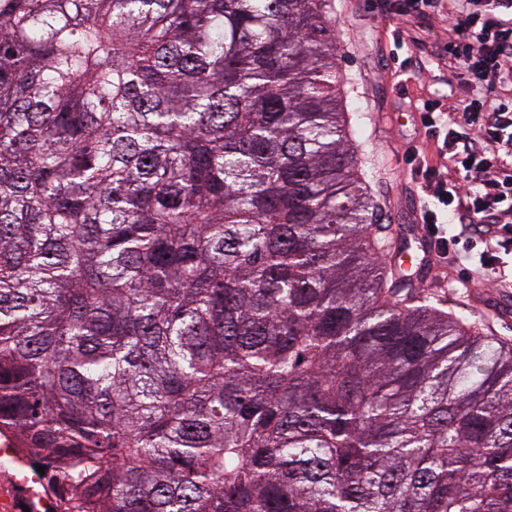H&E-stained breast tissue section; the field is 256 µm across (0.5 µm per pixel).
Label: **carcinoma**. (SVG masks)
Listing matches in <instances>:
<instances>
[{
    "label": "carcinoma",
    "mask_w": 512,
    "mask_h": 512,
    "mask_svg": "<svg viewBox=\"0 0 512 512\" xmlns=\"http://www.w3.org/2000/svg\"><path fill=\"white\" fill-rule=\"evenodd\" d=\"M328 0H0V429L82 512H512V346L387 260Z\"/></svg>",
    "instance_id": "obj_1"
}]
</instances>
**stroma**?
<instances>
[{"label":"stroma","instance_id":"1","mask_svg":"<svg viewBox=\"0 0 512 512\" xmlns=\"http://www.w3.org/2000/svg\"><path fill=\"white\" fill-rule=\"evenodd\" d=\"M331 25L336 32V63L343 76L341 92L362 146V170L374 197L380 223L398 227L409 259L405 272L417 289L439 310L461 315H488L495 335L512 340V312L488 314L498 291L484 278L463 280L462 267L452 260L427 266L414 246L419 230L417 201L404 161L413 145L424 153L434 147L419 130L417 116L403 98L437 99L448 103L450 94L475 93L467 75L449 77L441 56L446 42L442 24L418 49L408 50L396 35L395 19L379 14L369 0H331ZM425 64L419 81L401 88L397 74Z\"/></svg>","mask_w":512,"mask_h":512}]
</instances>
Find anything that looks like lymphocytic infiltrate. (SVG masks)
I'll return each instance as SVG.
<instances>
[{
	"instance_id": "f902f5d3",
	"label": "lymphocytic infiltrate",
	"mask_w": 512,
	"mask_h": 512,
	"mask_svg": "<svg viewBox=\"0 0 512 512\" xmlns=\"http://www.w3.org/2000/svg\"><path fill=\"white\" fill-rule=\"evenodd\" d=\"M445 2L375 0L374 6L402 25L443 17L449 71L466 72L491 88L512 78V0H464L458 12ZM419 117L437 142L434 155L407 159V171L427 199L419 220L433 229L440 215L452 217L460 237L480 239L483 267L494 269L497 247L512 241V165L501 159L512 151V98L460 95L445 108L427 99Z\"/></svg>"
}]
</instances>
